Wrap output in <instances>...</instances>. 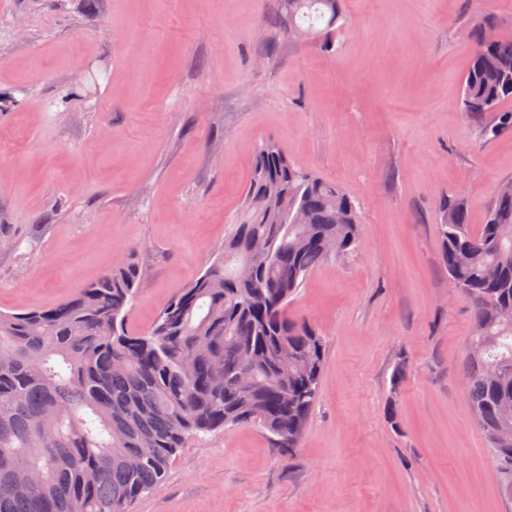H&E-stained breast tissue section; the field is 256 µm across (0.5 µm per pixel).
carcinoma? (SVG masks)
Returning <instances> with one entry per match:
<instances>
[{"mask_svg": "<svg viewBox=\"0 0 512 512\" xmlns=\"http://www.w3.org/2000/svg\"><path fill=\"white\" fill-rule=\"evenodd\" d=\"M288 22L321 51L335 49L341 0H278ZM512 38L479 33L460 105L498 113L485 139L512 129ZM306 223H293L295 212ZM439 234L448 281L470 302L464 346L470 411L512 497V187L498 191L478 230L461 199L443 201ZM358 203L342 184L296 165L280 143L255 147L241 208L210 265L181 289L151 328L128 326L142 282L134 250L62 303L0 311V512H130L162 483L192 438L257 423L293 450L319 400L326 343L288 316L303 281L333 254L361 243ZM270 243L242 280L252 239ZM248 371L243 393L230 377ZM26 468H21L19 462Z\"/></svg>", "mask_w": 512, "mask_h": 512, "instance_id": "carcinoma-1", "label": "carcinoma"}]
</instances>
